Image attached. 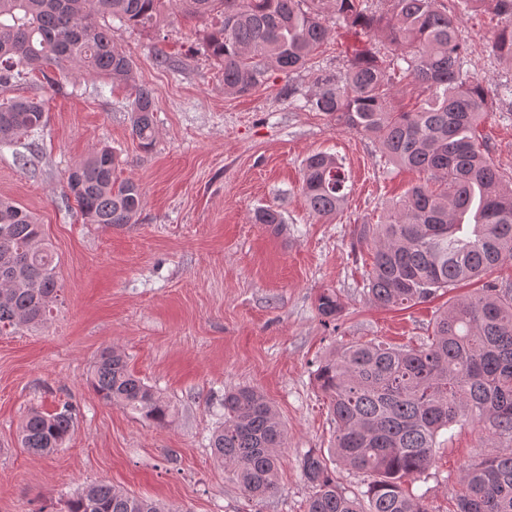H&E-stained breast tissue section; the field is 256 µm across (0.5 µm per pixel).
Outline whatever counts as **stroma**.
I'll use <instances>...</instances> for the list:
<instances>
[{
  "instance_id": "35a3bbf8",
  "label": "stroma",
  "mask_w": 512,
  "mask_h": 512,
  "mask_svg": "<svg viewBox=\"0 0 512 512\" xmlns=\"http://www.w3.org/2000/svg\"><path fill=\"white\" fill-rule=\"evenodd\" d=\"M212 25L177 13L145 26L113 23V45L132 56L136 83L154 91L147 152L131 133V86L81 68L53 84L26 72L0 87V100L37 98L45 106L47 125L36 138L0 145V198L38 218L64 285L42 327L0 335V512H67L69 498L98 480L163 500L172 512H306L312 490L300 458L327 452L336 430L314 380L319 361L352 341L419 346L437 311L481 287L466 283L392 310L363 293L372 259L358 225L378 223L426 175L389 163L372 138L296 100L313 92L316 77L339 74L358 50L389 55L379 33L332 25L311 70L272 73L238 96L225 94L206 51ZM502 25L478 12L459 27L469 72L492 88L512 82V63L492 48ZM160 56L166 65L157 64ZM479 132L512 178V96H490ZM105 145L122 161L120 177L144 193L135 224L121 230L86 223L65 197L66 171ZM315 152L335 155L348 177L344 206L328 220L310 214L300 192L302 163ZM259 207L281 212L279 233L253 223ZM325 288L344 307L333 325L315 308ZM110 347L172 402L167 427L105 404L91 389L92 366ZM234 386L263 394L287 431L280 491L260 503L209 447L224 392ZM65 403L74 426L63 447L50 455L21 448L28 410ZM439 442L433 466L406 484L428 512H455L464 469L512 438L489 439L467 422Z\"/></svg>"
}]
</instances>
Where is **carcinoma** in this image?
Instances as JSON below:
<instances>
[{
	"instance_id": "obj_1",
	"label": "carcinoma",
	"mask_w": 512,
	"mask_h": 512,
	"mask_svg": "<svg viewBox=\"0 0 512 512\" xmlns=\"http://www.w3.org/2000/svg\"><path fill=\"white\" fill-rule=\"evenodd\" d=\"M386 13L367 0H0V86L27 69L64 75L75 68L129 81L134 61L112 45L111 17L137 25L171 10L191 17L214 13L219 26L205 46L224 79V92L247 94L272 71L293 75L312 68L329 34V20L382 33L394 47L388 64L369 51L350 59L342 76H320L306 106L345 129L374 138L392 164L423 171L424 184L407 191L379 224H362L360 241L373 250L366 280L369 301L407 308L432 300L512 259V181L490 158L475 131L489 96L470 74L459 20L486 7L512 19V0H386ZM494 50L512 61V25L500 30ZM418 92L405 111L395 104L393 79ZM154 94L139 87L131 104V131L142 148L155 139ZM47 113L25 98L0 103V143L44 129ZM109 147L69 169L68 197L91 224L122 229L135 223L143 192L116 176ZM301 193L318 218L336 215L347 178L335 156L318 152L303 163ZM254 222L280 232L284 219L259 208ZM41 225L15 202L0 199V333L47 322L61 285ZM322 321L340 319L335 291L316 298ZM314 379L336 422L332 456L369 477L362 497L336 485L327 459H301L313 489L306 512H428L405 482L432 465L441 432L460 421L487 426L489 436H512V288L486 283L440 312L428 342L418 348L355 341L320 361ZM89 383L106 404H119L158 427L172 417L170 403L134 375L124 353L107 348ZM224 417L210 447L243 492L261 500L279 491V450L287 433L270 402L249 386L224 392ZM73 428L65 405L53 413L31 410L19 428L20 446L36 454L60 447ZM457 512H512V448L467 467ZM68 512H170L158 500L137 497L105 482L78 492Z\"/></svg>"
}]
</instances>
